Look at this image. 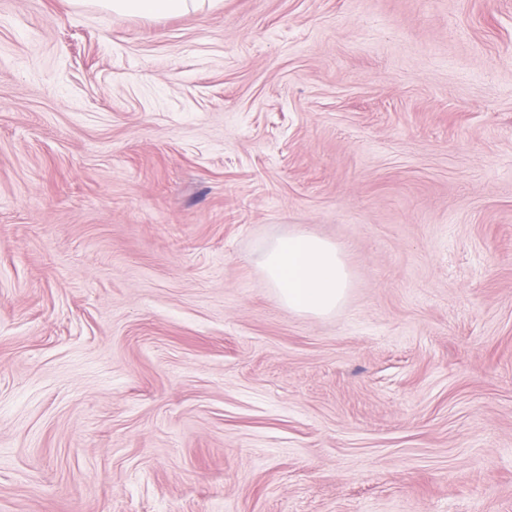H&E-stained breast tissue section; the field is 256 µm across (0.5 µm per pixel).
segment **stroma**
<instances>
[{
	"label": "stroma",
	"instance_id": "1",
	"mask_svg": "<svg viewBox=\"0 0 512 512\" xmlns=\"http://www.w3.org/2000/svg\"><path fill=\"white\" fill-rule=\"evenodd\" d=\"M0 512H512V0H0ZM75 7L93 5L112 13L144 18H164L188 12L195 0H70ZM260 264L290 311L326 316L345 301L350 275L340 249L325 240L295 230L269 244Z\"/></svg>",
	"mask_w": 512,
	"mask_h": 512
}]
</instances>
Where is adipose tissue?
<instances>
[{"label": "adipose tissue", "mask_w": 512, "mask_h": 512, "mask_svg": "<svg viewBox=\"0 0 512 512\" xmlns=\"http://www.w3.org/2000/svg\"><path fill=\"white\" fill-rule=\"evenodd\" d=\"M76 7L93 5L110 12L144 18H164L188 12L191 0H70ZM263 273L288 310L326 316L343 304L350 275L340 249L296 230L266 248Z\"/></svg>", "instance_id": "ef3b65f1"}]
</instances>
